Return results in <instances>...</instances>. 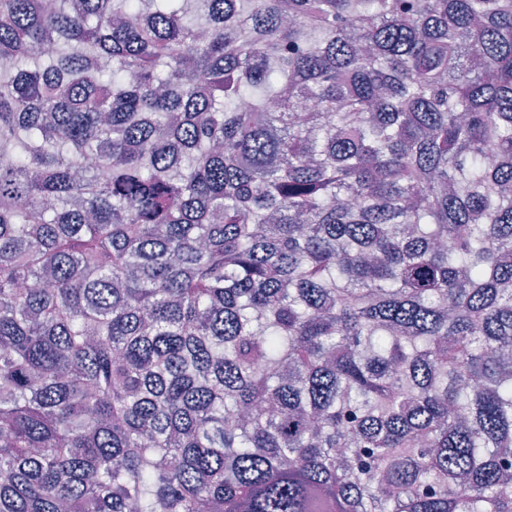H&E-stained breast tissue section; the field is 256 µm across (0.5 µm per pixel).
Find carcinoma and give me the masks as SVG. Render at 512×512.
Segmentation results:
<instances>
[{
    "mask_svg": "<svg viewBox=\"0 0 512 512\" xmlns=\"http://www.w3.org/2000/svg\"><path fill=\"white\" fill-rule=\"evenodd\" d=\"M0 512H512V0H0Z\"/></svg>",
    "mask_w": 512,
    "mask_h": 512,
    "instance_id": "cac0c4a2",
    "label": "carcinoma"
}]
</instances>
